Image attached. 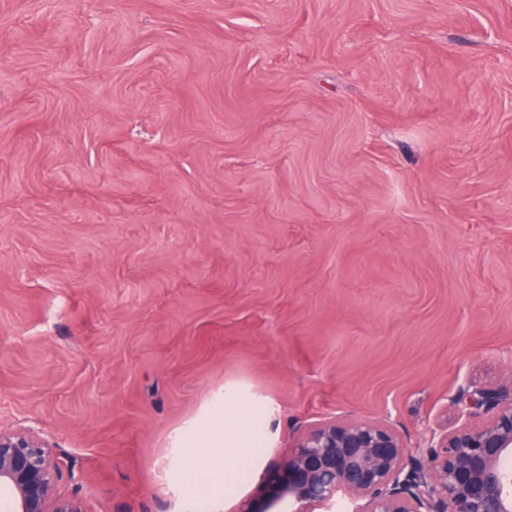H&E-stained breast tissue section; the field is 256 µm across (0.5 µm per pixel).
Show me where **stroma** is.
<instances>
[{
	"label": "stroma",
	"instance_id": "stroma-1",
	"mask_svg": "<svg viewBox=\"0 0 512 512\" xmlns=\"http://www.w3.org/2000/svg\"><path fill=\"white\" fill-rule=\"evenodd\" d=\"M512 375V0H0V431L89 512L263 506L328 417ZM266 401L239 488L177 430Z\"/></svg>",
	"mask_w": 512,
	"mask_h": 512
}]
</instances>
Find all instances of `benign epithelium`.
Instances as JSON below:
<instances>
[{"instance_id":"benign-epithelium-1","label":"benign epithelium","mask_w":512,"mask_h":512,"mask_svg":"<svg viewBox=\"0 0 512 512\" xmlns=\"http://www.w3.org/2000/svg\"><path fill=\"white\" fill-rule=\"evenodd\" d=\"M456 425L432 432L413 455L396 427L376 419L331 418L288 439V466L260 512L295 502L317 512L344 495L357 512H512V378L498 389L469 385ZM61 466L32 430L0 431V512H88L58 492Z\"/></svg>"}]
</instances>
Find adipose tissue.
I'll list each match as a JSON object with an SVG mask.
<instances>
[{"label":"adipose tissue","mask_w":512,"mask_h":512,"mask_svg":"<svg viewBox=\"0 0 512 512\" xmlns=\"http://www.w3.org/2000/svg\"><path fill=\"white\" fill-rule=\"evenodd\" d=\"M268 427L265 414L242 408L233 393H225L181 448L176 482L193 497L234 486L253 463Z\"/></svg>","instance_id":"1"}]
</instances>
